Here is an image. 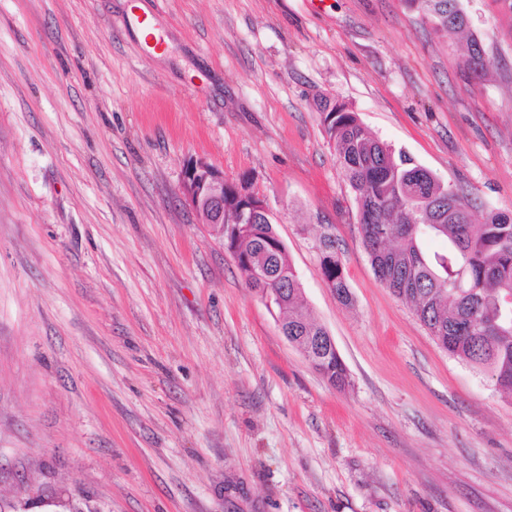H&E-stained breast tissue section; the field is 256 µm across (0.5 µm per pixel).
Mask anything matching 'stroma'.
<instances>
[{"instance_id": "35a3bbf8", "label": "stroma", "mask_w": 512, "mask_h": 512, "mask_svg": "<svg viewBox=\"0 0 512 512\" xmlns=\"http://www.w3.org/2000/svg\"><path fill=\"white\" fill-rule=\"evenodd\" d=\"M462 6L482 75L404 0H0V512H512V397L380 283L319 111L512 211V11ZM191 161L265 199L347 390L185 204ZM334 241L328 237V251L325 252L321 261V268L330 288L336 294L337 299L343 303L351 302V295L347 282L343 276L341 265L335 251ZM320 370L318 371L328 382L339 390H345L349 386L348 372L339 355L333 351L325 352L320 356Z\"/></svg>"}]
</instances>
